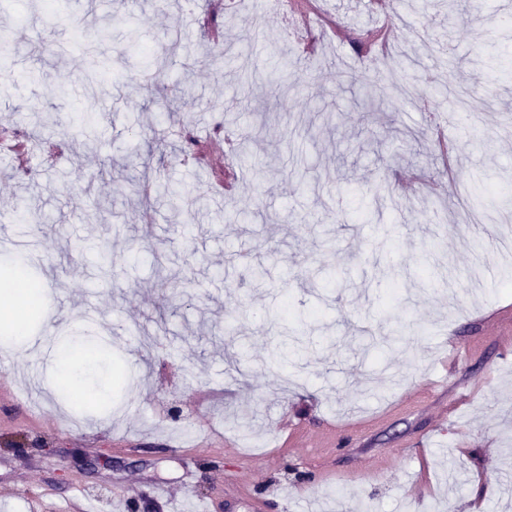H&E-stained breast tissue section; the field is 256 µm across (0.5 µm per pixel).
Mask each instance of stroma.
Returning <instances> with one entry per match:
<instances>
[{
  "mask_svg": "<svg viewBox=\"0 0 512 512\" xmlns=\"http://www.w3.org/2000/svg\"><path fill=\"white\" fill-rule=\"evenodd\" d=\"M39 2L0 12V106L21 144L48 138L53 115L58 158L0 165V209L49 221L0 222V238L34 247L54 318L32 324L34 357L0 343V512H505L512 0L477 16L465 0H390L398 50L383 61L362 45L369 0H293L321 19L303 39L266 0L245 15L66 0L55 29ZM133 27L149 53L129 51ZM103 28L92 95L76 45ZM267 44L295 63L279 91ZM457 75L468 101L447 182L436 118L408 96L451 109L437 83ZM252 128L246 178L226 189L215 153ZM90 331L120 367L108 408L53 390L42 352Z\"/></svg>",
  "mask_w": 512,
  "mask_h": 512,
  "instance_id": "35a3bbf8",
  "label": "stroma"
}]
</instances>
